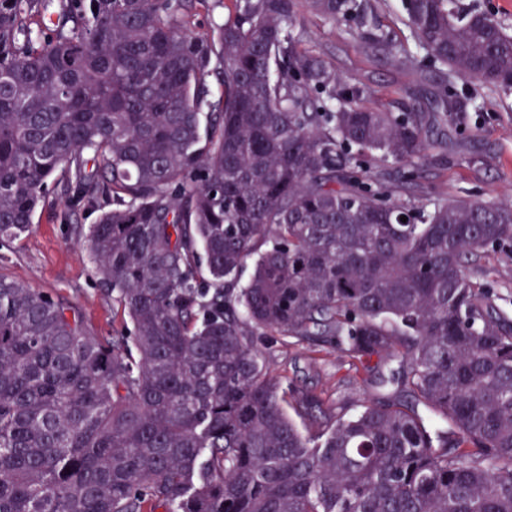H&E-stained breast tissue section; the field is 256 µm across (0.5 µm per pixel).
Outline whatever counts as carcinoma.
Segmentation results:
<instances>
[{"mask_svg": "<svg viewBox=\"0 0 512 512\" xmlns=\"http://www.w3.org/2000/svg\"><path fill=\"white\" fill-rule=\"evenodd\" d=\"M204 2L0 0V240L50 185L99 212L129 320L104 340L0 278V512H512V319L482 276L512 205L387 173L476 106L376 108L293 30L305 9L503 90L512 35L402 0L418 59L380 0H232L199 33ZM258 331L396 366L353 413L294 396L304 435Z\"/></svg>", "mask_w": 512, "mask_h": 512, "instance_id": "carcinoma-1", "label": "carcinoma"}]
</instances>
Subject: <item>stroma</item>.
I'll return each instance as SVG.
<instances>
[{"instance_id": "35a3bbf8", "label": "stroma", "mask_w": 512, "mask_h": 512, "mask_svg": "<svg viewBox=\"0 0 512 512\" xmlns=\"http://www.w3.org/2000/svg\"><path fill=\"white\" fill-rule=\"evenodd\" d=\"M303 49L321 54L351 82L370 87L373 104L399 112L431 109L447 89L476 103L468 128L444 149L429 156L422 180L448 199L512 200V91H501L428 65L400 68L364 52L348 27L310 13L298 19ZM97 211L70 208L57 189L35 214L28 234L0 242V277L64 299L78 309L88 328L111 337L126 317L98 281L83 233L95 224ZM255 345L289 392H311L332 407L357 410L380 393L374 373L340 353L312 350L276 336L256 334Z\"/></svg>"}]
</instances>
